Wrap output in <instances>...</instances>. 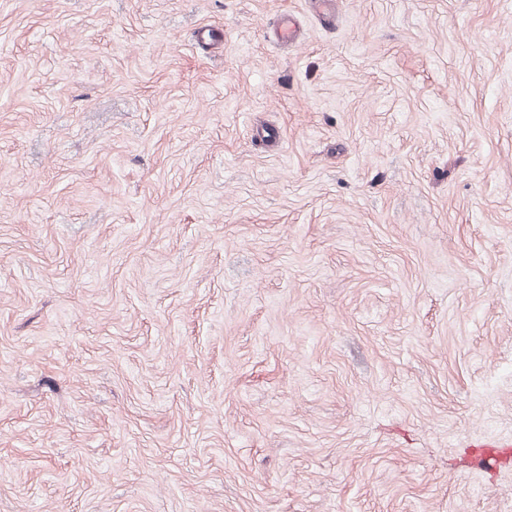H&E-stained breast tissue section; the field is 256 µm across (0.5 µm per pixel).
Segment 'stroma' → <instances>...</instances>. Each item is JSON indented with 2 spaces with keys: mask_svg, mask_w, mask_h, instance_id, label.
<instances>
[{
  "mask_svg": "<svg viewBox=\"0 0 512 512\" xmlns=\"http://www.w3.org/2000/svg\"><path fill=\"white\" fill-rule=\"evenodd\" d=\"M479 442L512 0H0V512H512Z\"/></svg>",
  "mask_w": 512,
  "mask_h": 512,
  "instance_id": "obj_1",
  "label": "stroma"
}]
</instances>
